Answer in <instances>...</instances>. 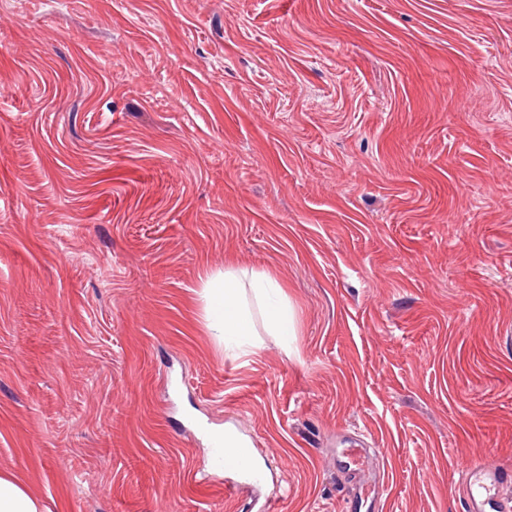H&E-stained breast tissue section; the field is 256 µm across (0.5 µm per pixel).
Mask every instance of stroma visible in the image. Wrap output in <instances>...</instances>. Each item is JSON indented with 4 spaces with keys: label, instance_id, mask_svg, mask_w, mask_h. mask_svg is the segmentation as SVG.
Returning <instances> with one entry per match:
<instances>
[{
    "label": "stroma",
    "instance_id": "stroma-1",
    "mask_svg": "<svg viewBox=\"0 0 512 512\" xmlns=\"http://www.w3.org/2000/svg\"><path fill=\"white\" fill-rule=\"evenodd\" d=\"M227 267L291 352L225 356ZM476 458L512 469V0H0V471L51 512H464ZM248 286L252 299L262 310L267 335L274 336L279 346L290 352L296 336L295 312L277 279L267 271L252 270ZM239 438L234 432L224 429V445H211V463L214 468L224 470L225 474L241 475L250 471L253 463L251 448L233 447ZM379 451V448H344L337 454L336 469L338 472L359 477L363 480H370L371 473L365 469L366 459L369 450ZM346 459V460H345Z\"/></svg>",
    "mask_w": 512,
    "mask_h": 512
}]
</instances>
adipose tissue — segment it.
I'll use <instances>...</instances> for the list:
<instances>
[{
	"label": "adipose tissue",
	"mask_w": 512,
	"mask_h": 512,
	"mask_svg": "<svg viewBox=\"0 0 512 512\" xmlns=\"http://www.w3.org/2000/svg\"><path fill=\"white\" fill-rule=\"evenodd\" d=\"M204 319L227 357L257 354L262 343L252 322L260 308L267 335L290 350L295 336V312L277 279L266 271H251L242 279L235 269L206 275L201 288ZM0 512H49L42 499L17 478L0 472Z\"/></svg>",
	"instance_id": "1"
}]
</instances>
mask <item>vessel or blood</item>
<instances>
[{
  "instance_id": "1",
  "label": "vessel or blood",
  "mask_w": 512,
  "mask_h": 512,
  "mask_svg": "<svg viewBox=\"0 0 512 512\" xmlns=\"http://www.w3.org/2000/svg\"><path fill=\"white\" fill-rule=\"evenodd\" d=\"M368 452L363 448H345L338 453V472L370 479L365 468ZM211 463L214 468L228 474L239 475L251 470V449L216 445L212 448ZM466 482L465 512H512V501L506 500L504 490L512 484V473L502 470L482 459L469 462L464 468Z\"/></svg>"
}]
</instances>
